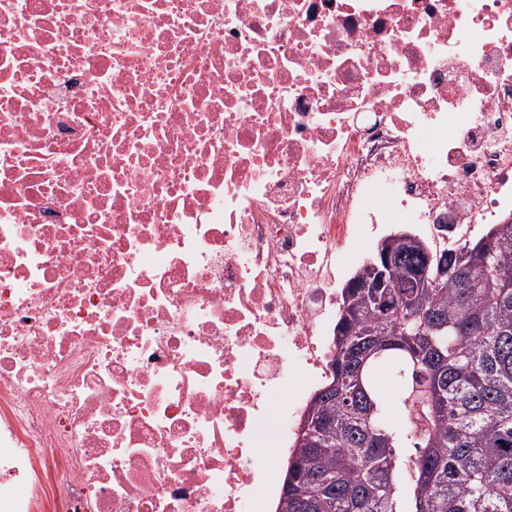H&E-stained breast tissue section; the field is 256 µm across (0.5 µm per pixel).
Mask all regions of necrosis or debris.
<instances>
[{"mask_svg": "<svg viewBox=\"0 0 512 512\" xmlns=\"http://www.w3.org/2000/svg\"><path fill=\"white\" fill-rule=\"evenodd\" d=\"M512 221V0H0V512H281L383 225Z\"/></svg>", "mask_w": 512, "mask_h": 512, "instance_id": "necrosis-or-debris-1", "label": "necrosis or debris"}]
</instances>
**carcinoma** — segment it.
Here are the masks:
<instances>
[{
    "label": "carcinoma",
    "mask_w": 512,
    "mask_h": 512,
    "mask_svg": "<svg viewBox=\"0 0 512 512\" xmlns=\"http://www.w3.org/2000/svg\"><path fill=\"white\" fill-rule=\"evenodd\" d=\"M422 265L395 264L388 313L346 284L281 512H512V223L449 252L446 280L415 287Z\"/></svg>",
    "instance_id": "1"
}]
</instances>
